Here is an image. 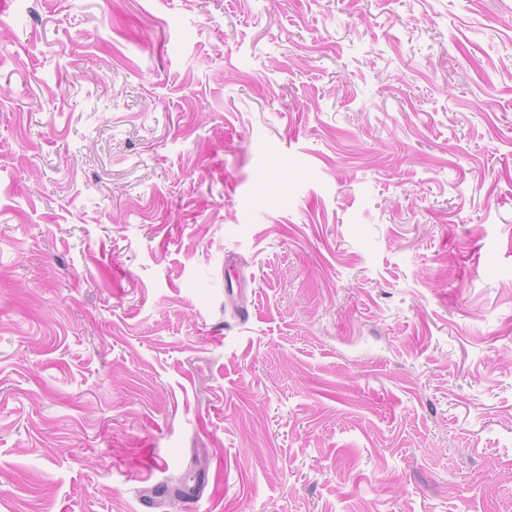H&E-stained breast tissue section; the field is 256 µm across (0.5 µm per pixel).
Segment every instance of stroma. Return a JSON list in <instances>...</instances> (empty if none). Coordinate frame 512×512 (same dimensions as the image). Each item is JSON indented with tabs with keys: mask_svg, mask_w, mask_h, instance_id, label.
<instances>
[{
	"mask_svg": "<svg viewBox=\"0 0 512 512\" xmlns=\"http://www.w3.org/2000/svg\"><path fill=\"white\" fill-rule=\"evenodd\" d=\"M0 512H512V0H7Z\"/></svg>",
	"mask_w": 512,
	"mask_h": 512,
	"instance_id": "stroma-1",
	"label": "stroma"
}]
</instances>
